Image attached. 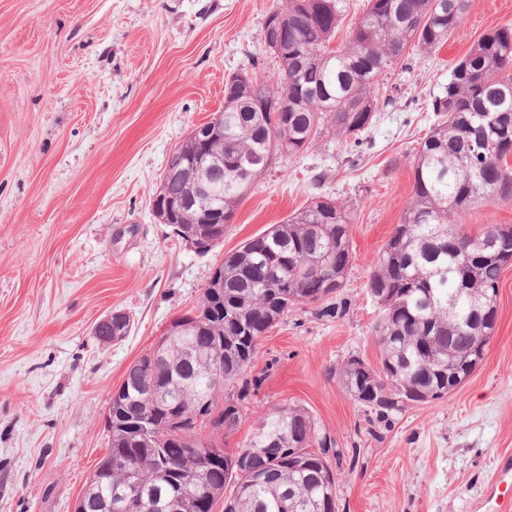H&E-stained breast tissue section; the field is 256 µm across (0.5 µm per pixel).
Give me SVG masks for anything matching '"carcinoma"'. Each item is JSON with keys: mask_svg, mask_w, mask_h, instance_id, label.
<instances>
[{"mask_svg": "<svg viewBox=\"0 0 512 512\" xmlns=\"http://www.w3.org/2000/svg\"><path fill=\"white\" fill-rule=\"evenodd\" d=\"M468 0H368L346 43L331 46L341 22L337 0H282L269 13L284 28L267 45L279 62L274 84L235 74L224 83V108L206 143L190 135L180 160L160 182L173 232L185 242L224 238L237 207L267 170L243 173L232 157L294 156L321 135L360 136L388 105L375 86L414 45L433 53L462 21ZM312 54L317 66L307 64ZM288 107L280 108L283 98ZM441 121L411 158L412 194L368 280L382 315L373 326L381 368L352 358L336 370L350 396L376 420L441 400L440 376L494 331L467 323L470 301L497 306L501 273L512 258L464 263L453 251L470 233L455 218L480 199H512V26L485 33L453 66L434 103ZM205 154L224 168L195 164ZM192 196L195 202L181 207ZM351 211L320 197L282 224L243 242L211 272L195 310L171 322L164 343L126 370L106 424L110 479H89L80 498L111 512L115 495L137 492L129 512H329L338 478L327 455L334 441L299 406H278L233 454L200 436L198 415L235 428L248 382L230 386L254 359L264 334L296 305L314 304L343 286L352 242ZM512 253V225L487 224ZM207 448L203 459L189 452ZM202 496L193 507L173 498L180 479ZM230 496H224V492Z\"/></svg>", "mask_w": 512, "mask_h": 512, "instance_id": "cac0c4a2", "label": "carcinoma"}]
</instances>
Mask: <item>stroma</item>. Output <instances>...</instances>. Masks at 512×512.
Here are the masks:
<instances>
[{
  "label": "stroma",
  "instance_id": "stroma-1",
  "mask_svg": "<svg viewBox=\"0 0 512 512\" xmlns=\"http://www.w3.org/2000/svg\"><path fill=\"white\" fill-rule=\"evenodd\" d=\"M277 0H0V512H73L107 452L104 418L128 366L201 299L212 267L323 196L347 206L352 258L330 302L302 304L262 338L259 386L224 449L273 407L306 408L336 442L338 512H483L512 454V264L484 360L441 400L368 423L335 370L378 367L368 277L413 186L411 156L438 123L453 63L512 0H469L438 51L407 48L380 84L361 147L328 136L276 161L200 255L152 209L173 149L224 107V80L261 65ZM326 173L313 185L317 173ZM120 310L132 329L103 344Z\"/></svg>",
  "mask_w": 512,
  "mask_h": 512
}]
</instances>
